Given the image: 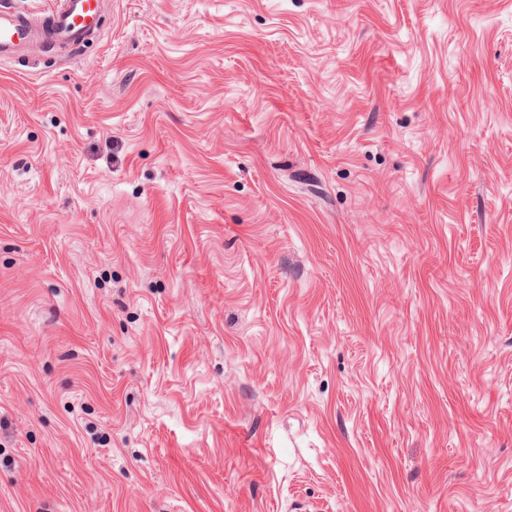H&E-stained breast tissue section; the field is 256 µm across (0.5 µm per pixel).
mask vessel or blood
I'll return each instance as SVG.
<instances>
[{"label": "vessel or blood", "mask_w": 512, "mask_h": 512, "mask_svg": "<svg viewBox=\"0 0 512 512\" xmlns=\"http://www.w3.org/2000/svg\"><path fill=\"white\" fill-rule=\"evenodd\" d=\"M100 0H53L47 13L39 18L0 9V61L18 58L27 45H64L71 50L83 48L98 30Z\"/></svg>", "instance_id": "b4317fda"}]
</instances>
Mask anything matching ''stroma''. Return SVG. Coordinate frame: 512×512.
<instances>
[{
	"mask_svg": "<svg viewBox=\"0 0 512 512\" xmlns=\"http://www.w3.org/2000/svg\"><path fill=\"white\" fill-rule=\"evenodd\" d=\"M0 512H512V0L0 63Z\"/></svg>",
	"mask_w": 512,
	"mask_h": 512,
	"instance_id": "35a3bbf8",
	"label": "stroma"
}]
</instances>
